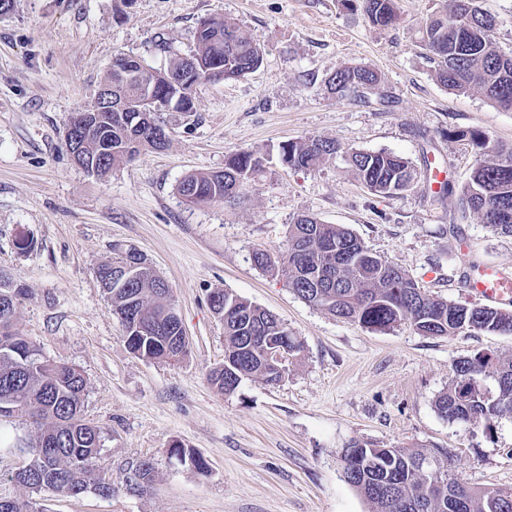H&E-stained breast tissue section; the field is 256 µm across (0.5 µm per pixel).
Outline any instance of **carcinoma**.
<instances>
[{
    "label": "carcinoma",
    "mask_w": 512,
    "mask_h": 512,
    "mask_svg": "<svg viewBox=\"0 0 512 512\" xmlns=\"http://www.w3.org/2000/svg\"><path fill=\"white\" fill-rule=\"evenodd\" d=\"M367 18L388 27L399 22L396 0H361ZM495 19L477 9L474 0H450L448 10L430 17L423 28L425 49L436 63V77L450 89H477L497 107L512 111V52L505 53L492 38ZM190 57L217 63L224 78L240 77L262 62L260 47L235 23L223 17L199 21L196 45ZM187 58L179 57L164 70L145 62L138 74L121 80L112 76L113 91L128 101L140 97L148 84L162 93L173 77L183 80L186 111L194 109V92L200 84L196 73L186 68ZM376 71L365 66L336 70L328 79L330 93L357 100L378 88ZM129 128L117 123L113 114L99 115L98 132L87 141L83 152L103 176L126 164L143 148L162 149L152 136L127 151ZM471 139L489 161L479 163L463 190L462 204L481 215L483 223L512 236V147L492 141L474 131ZM340 152V145L325 137H307L280 146L286 165L314 170ZM345 160L360 182L374 195L390 197L418 184L420 176L406 158L387 151L346 152ZM262 170L257 152L242 150L224 157V170L186 175L177 191L192 205L202 203L237 204ZM256 266L267 273L288 272V284L298 296L328 314L353 322L374 332L387 331L407 323L426 336H449L456 332L478 331L512 334V312L488 306L467 307L429 296L396 266L373 254L349 229L325 224L304 215L290 225L288 250L273 253L257 250ZM112 312L142 314L151 330L141 333L123 326L125 342L137 357L147 360H175L186 352H167L168 337L181 324L170 299V288L160 286L155 269L147 258L121 288L106 291ZM224 296V364L213 368L209 380L219 391L233 392L241 381L259 375L270 383L283 374L274 370L264 352L270 345L284 346L288 356L301 350V343L276 315L229 291ZM455 379L435 400L438 414L463 423L482 421L492 430L494 420L512 413V359L481 353L454 364ZM86 387L75 368L45 357L14 328V316L0 312V417L16 415L31 420L39 429L37 437L24 444L27 463L16 482L43 493L73 496L92 489L102 496L112 494V482L96 466L99 433L84 423L81 405ZM170 453L204 473L206 461L178 446ZM344 455L359 456L355 467L343 466L345 481L372 508V512H481L483 501L500 489H469V503L448 507V492L460 482L451 474V455L443 448H376L371 442L354 441ZM434 460L440 475L434 478L420 470L418 463ZM443 487H438L437 483Z\"/></svg>",
    "instance_id": "carcinoma-1"
}]
</instances>
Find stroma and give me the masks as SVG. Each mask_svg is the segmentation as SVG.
Instances as JSON below:
<instances>
[{
  "label": "stroma",
  "instance_id": "1",
  "mask_svg": "<svg viewBox=\"0 0 512 512\" xmlns=\"http://www.w3.org/2000/svg\"><path fill=\"white\" fill-rule=\"evenodd\" d=\"M400 23L373 25L360 0H12L0 14V270L28 290L15 328L86 379L81 415L99 433V467L112 494L36 493L8 472L25 459L13 445L37 431L0 418V497L22 512H370L344 479L341 453L355 440L381 448H446L451 472L485 489L512 486V415L493 432L451 422L434 402L457 360L481 351L512 357V334L425 336L408 324L371 332L299 298L288 277L255 266V250H282L290 224L312 215L341 224L432 297L470 304L471 266L512 271V236L462 206L485 161L479 130L512 146V111L480 91L435 76L421 44L446 0H397ZM234 21L263 51L254 72L206 81L194 109L157 118L169 143L100 177L71 160V113L92 107L114 57L163 69L190 54L201 18ZM376 70L364 101L328 93L336 70ZM326 137L342 153L317 170L283 165L278 147ZM265 153L266 169L241 204L187 205L176 187L218 171L226 154ZM350 150L407 158L422 180L392 197L366 189L344 161ZM443 170L447 191L425 176ZM133 246L171 290L188 341L178 361L138 358L95 277L115 247ZM227 290L272 312L301 341L279 383L245 378L223 393L208 380L224 362V323L210 309ZM198 453L207 474L171 456ZM150 486L137 487L142 460Z\"/></svg>",
  "mask_w": 512,
  "mask_h": 512
}]
</instances>
